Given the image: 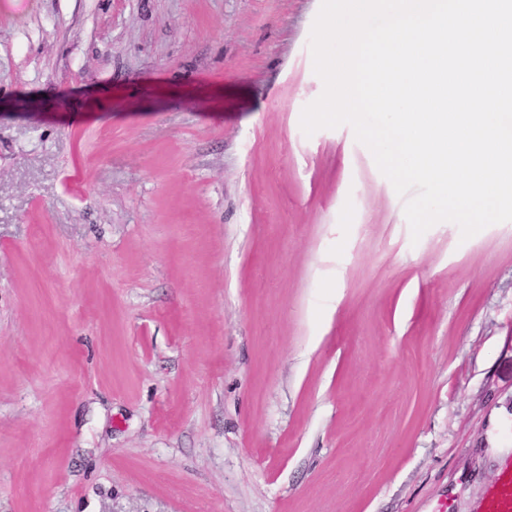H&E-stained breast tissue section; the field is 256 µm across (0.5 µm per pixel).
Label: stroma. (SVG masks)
I'll return each mask as SVG.
<instances>
[{
  "mask_svg": "<svg viewBox=\"0 0 512 512\" xmlns=\"http://www.w3.org/2000/svg\"><path fill=\"white\" fill-rule=\"evenodd\" d=\"M320 3L0 0V512H476L512 222L303 133Z\"/></svg>",
  "mask_w": 512,
  "mask_h": 512,
  "instance_id": "stroma-1",
  "label": "stroma"
}]
</instances>
